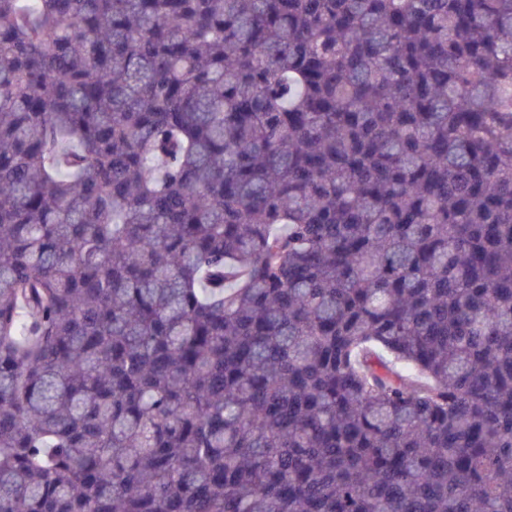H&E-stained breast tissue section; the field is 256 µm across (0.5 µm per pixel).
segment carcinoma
<instances>
[{
    "label": "carcinoma",
    "mask_w": 512,
    "mask_h": 512,
    "mask_svg": "<svg viewBox=\"0 0 512 512\" xmlns=\"http://www.w3.org/2000/svg\"><path fill=\"white\" fill-rule=\"evenodd\" d=\"M0 512H512V0H0Z\"/></svg>",
    "instance_id": "carcinoma-1"
}]
</instances>
